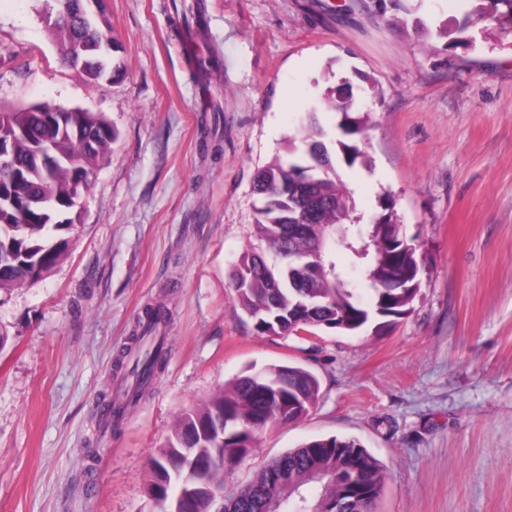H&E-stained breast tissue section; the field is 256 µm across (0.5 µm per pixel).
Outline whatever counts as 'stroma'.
<instances>
[{
	"label": "stroma",
	"mask_w": 512,
	"mask_h": 512,
	"mask_svg": "<svg viewBox=\"0 0 512 512\" xmlns=\"http://www.w3.org/2000/svg\"><path fill=\"white\" fill-rule=\"evenodd\" d=\"M356 2L205 0V93L170 0H107L120 71L100 85L62 62L43 0H0V111L81 108L116 131L65 258L0 290V512H155L149 464L178 415L288 363L317 376L318 401L263 432L230 484L337 436L384 467L377 512H512V33L481 22L452 44ZM345 83L368 160L339 171L361 222L393 198L420 289L378 336H264L229 286L255 242L253 178ZM149 305L167 362L111 427Z\"/></svg>",
	"instance_id": "1"
}]
</instances>
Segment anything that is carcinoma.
<instances>
[{"instance_id": "1", "label": "carcinoma", "mask_w": 512, "mask_h": 512, "mask_svg": "<svg viewBox=\"0 0 512 512\" xmlns=\"http://www.w3.org/2000/svg\"><path fill=\"white\" fill-rule=\"evenodd\" d=\"M473 8L443 26L438 36L465 32L481 21L512 30V0H472ZM183 16L190 38L203 31L205 5L171 0ZM63 21L51 26L60 56L67 63L82 52L97 57L96 43L112 37L105 20L93 33L77 19L78 0H56ZM201 76L219 65L213 56H190ZM51 106L26 110L25 136L13 145L21 190L44 209L60 216L65 200L83 191L72 171L94 172L100 156L115 138L110 123L87 110L78 113V131L61 135L46 120ZM341 115L340 138H332L319 113ZM369 115L360 111L346 87L327 91L323 106L311 105L301 125L288 135V158L275 159L257 170L253 192L258 198L255 237L230 275L240 308L257 332L270 336L298 335L311 329L348 335L370 330L379 335L406 316L420 288L416 237H407L390 197L381 201L384 214L370 224L358 222L353 192L336 160L352 164L366 158ZM50 142L59 162L44 170L34 162L38 148ZM69 224H44L32 212L0 206V289L26 283L29 272L48 273L67 254L64 232ZM325 238L320 262L310 253L316 234ZM348 251V262L338 255ZM165 313L145 310L140 335L127 349L132 382L125 401L108 404L109 417L120 420L138 403L154 376L166 364ZM319 381L299 365H271L239 376L231 387L184 412L172 434L150 463L146 491L156 512H169L173 499L192 490L189 512H375L384 484V469L358 440L314 439L270 460L246 484L227 487L233 467L257 447L272 423H289L308 413L317 401Z\"/></svg>"}]
</instances>
